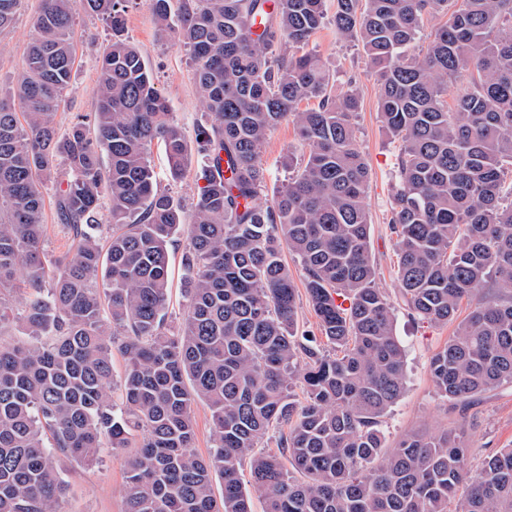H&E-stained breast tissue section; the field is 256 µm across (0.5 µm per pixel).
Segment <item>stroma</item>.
<instances>
[{
	"label": "stroma",
	"mask_w": 512,
	"mask_h": 512,
	"mask_svg": "<svg viewBox=\"0 0 512 512\" xmlns=\"http://www.w3.org/2000/svg\"><path fill=\"white\" fill-rule=\"evenodd\" d=\"M39 3L40 0H23L13 23L0 30V98L8 100L14 94L16 75L24 66L33 37L30 21ZM126 14V36L141 51L170 112L184 128L187 138H194L195 129L203 123L204 116L188 53L179 43L159 38L148 0H129ZM75 41L77 51L70 86L56 116L57 125L63 130L74 122H88L93 118L97 108L98 62L112 42V31L97 16L81 9L75 19ZM306 50L322 58L334 74L337 87L351 84L359 93L358 136L370 170L367 192L371 216L370 251L378 287L390 299H397V247L389 219L397 186L400 144L381 129L377 112L379 87L366 69L361 47L338 37L334 24L329 22L312 37ZM301 152L302 145L293 122H283L270 133L262 152L267 169L264 201H271L275 191L290 176L289 155ZM149 159L158 187L171 192L184 205H191L200 186L198 153H190L184 174L177 181L171 180L160 147H151ZM68 177V170L58 167L44 190V248L53 259L61 258L69 248L68 234L55 215L56 189ZM454 329V324H430L413 318L404 308L396 309L395 334L406 353L407 384L404 395L384 419L383 433L387 446L392 447L410 433L435 434L465 425L468 466L476 471L488 456L512 445V384L484 392L466 405L438 396L429 365ZM129 454L126 448H107L98 465L63 463L62 477L68 491L59 503V512H125V461Z\"/></svg>",
	"instance_id": "1"
}]
</instances>
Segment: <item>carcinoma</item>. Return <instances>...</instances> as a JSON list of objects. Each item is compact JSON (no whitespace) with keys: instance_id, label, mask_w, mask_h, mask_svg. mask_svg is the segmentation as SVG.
Segmentation results:
<instances>
[{"instance_id":"cac0c4a2","label":"carcinoma","mask_w":512,"mask_h":512,"mask_svg":"<svg viewBox=\"0 0 512 512\" xmlns=\"http://www.w3.org/2000/svg\"><path fill=\"white\" fill-rule=\"evenodd\" d=\"M22 2L0 0V29ZM126 2L81 0L112 30L92 125L56 122L76 0H41L19 105L0 100V337H12L0 340V512H58L57 459L96 464L134 431L126 512H252L254 493L264 512H512V447L474 474L462 430L385 449L405 352L370 252L358 93L336 89L304 51L326 0H149L158 33L188 49L209 117L195 134L204 184L188 216L153 176L152 143L175 180L188 143L124 36ZM432 18L442 23L419 49ZM334 24L361 46L382 127L401 142L389 219L400 299L415 318L456 323L430 362L436 391L463 402L512 383V0H336ZM288 120L305 152L264 203L262 150ZM60 165L70 177L57 216L71 243L51 260L42 189ZM179 236L185 304L171 330L168 247ZM285 246L318 337L297 331ZM469 295L478 300L461 319ZM114 349L126 360L119 406ZM198 400L212 412L206 458L194 446ZM278 425L286 464L257 450Z\"/></svg>"}]
</instances>
